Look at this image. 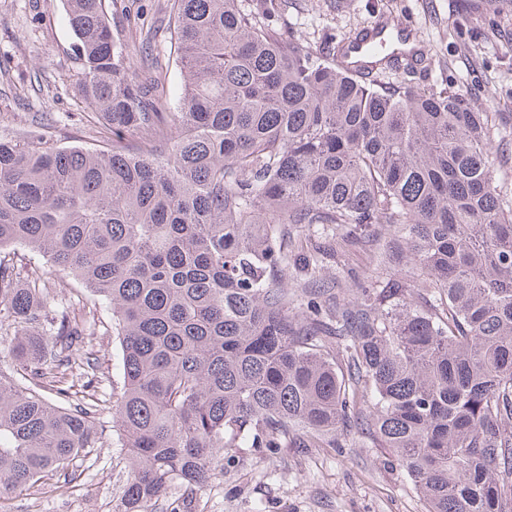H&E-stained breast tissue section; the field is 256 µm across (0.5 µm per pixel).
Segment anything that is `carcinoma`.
I'll return each mask as SVG.
<instances>
[{"label": "carcinoma", "instance_id": "obj_1", "mask_svg": "<svg viewBox=\"0 0 512 512\" xmlns=\"http://www.w3.org/2000/svg\"><path fill=\"white\" fill-rule=\"evenodd\" d=\"M64 5L100 146L59 148L38 126L0 139V332L14 336L0 359L16 363L0 376V495L104 445L90 347L104 306L126 512H152L175 482L202 491L229 448H338L353 423L429 512H512V205L487 113L355 78L274 25L288 0H173V108L105 0ZM293 224L341 248L387 227L393 247L370 249L347 301L307 285L296 316L274 284ZM17 246L55 273L19 278ZM70 277L87 292L77 309Z\"/></svg>", "mask_w": 512, "mask_h": 512}]
</instances>
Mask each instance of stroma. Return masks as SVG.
Returning a JSON list of instances; mask_svg holds the SVG:
<instances>
[{"mask_svg":"<svg viewBox=\"0 0 512 512\" xmlns=\"http://www.w3.org/2000/svg\"><path fill=\"white\" fill-rule=\"evenodd\" d=\"M170 0H106L112 30L135 65L162 72L171 100L181 92V73L168 40ZM412 20L428 68L390 67L377 84L409 82L428 91L451 90L486 112L496 183L512 201V0H289L279 27L314 52L340 47L379 17ZM77 40L60 0H0V137L39 123L54 144L92 145L93 117L80 103ZM309 249H321L322 277L363 265L366 254L333 252L317 229L301 232ZM99 388L121 386L119 346L111 333L92 340ZM223 475L199 492L192 512H428L423 496L406 479L392 452L356 428L338 448L290 446L267 454L234 448L220 459ZM76 487L25 491L0 497V512H119L129 470L111 441L78 463Z\"/></svg>","mask_w":512,"mask_h":512,"instance_id":"35a3bbf8","label":"stroma"}]
</instances>
